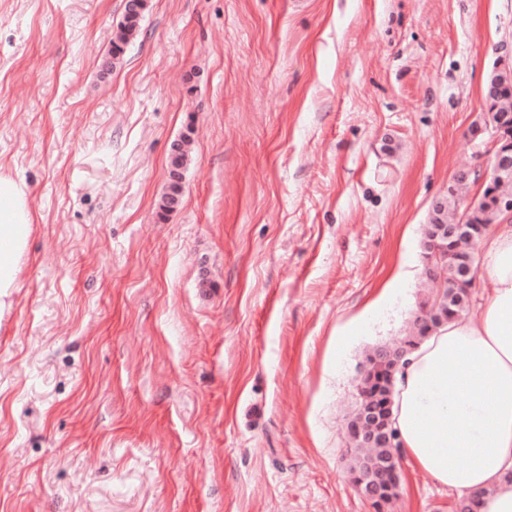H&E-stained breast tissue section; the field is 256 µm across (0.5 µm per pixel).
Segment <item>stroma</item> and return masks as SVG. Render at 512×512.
<instances>
[{"label": "stroma", "instance_id": "1", "mask_svg": "<svg viewBox=\"0 0 512 512\" xmlns=\"http://www.w3.org/2000/svg\"><path fill=\"white\" fill-rule=\"evenodd\" d=\"M124 4L0 0V170L36 215L0 512H375L345 425L428 296L435 202L490 166L471 129L512 0H149L107 73ZM459 499L419 473L388 512ZM188 133H183L172 146L168 161L167 186L159 202L160 215L176 209L180 204L183 194L182 170L187 165L189 155L185 150L186 145L183 144L181 148L183 151L185 150L184 155H178L175 148L179 140L189 136Z\"/></svg>", "mask_w": 512, "mask_h": 512}]
</instances>
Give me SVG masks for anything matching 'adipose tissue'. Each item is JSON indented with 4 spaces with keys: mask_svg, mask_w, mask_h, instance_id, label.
<instances>
[{
    "mask_svg": "<svg viewBox=\"0 0 512 512\" xmlns=\"http://www.w3.org/2000/svg\"><path fill=\"white\" fill-rule=\"evenodd\" d=\"M35 221L24 182L0 172V314ZM475 315L424 336L396 375L392 424L411 470L474 495L477 512H512V215L479 241Z\"/></svg>",
    "mask_w": 512,
    "mask_h": 512,
    "instance_id": "obj_1",
    "label": "adipose tissue"
}]
</instances>
